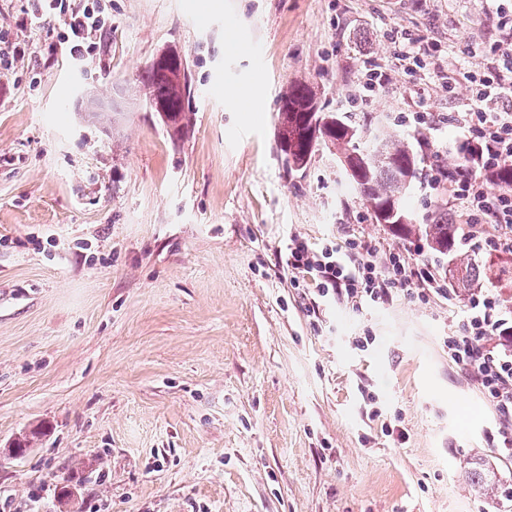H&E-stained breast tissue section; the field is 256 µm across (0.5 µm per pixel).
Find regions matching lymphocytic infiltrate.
Returning a JSON list of instances; mask_svg holds the SVG:
<instances>
[{
  "instance_id": "1",
  "label": "lymphocytic infiltrate",
  "mask_w": 512,
  "mask_h": 512,
  "mask_svg": "<svg viewBox=\"0 0 512 512\" xmlns=\"http://www.w3.org/2000/svg\"><path fill=\"white\" fill-rule=\"evenodd\" d=\"M29 24L57 30L60 43L77 56L86 42L102 34L108 20L91 0H33ZM462 52L496 56L500 66L469 78L473 107L455 118L468 150L448 182V212L463 224L507 229L512 227V189L496 191L492 184L512 166V32L487 48L468 44ZM286 266L291 274L308 277L323 301L341 298L358 311L399 294L449 303L456 294L432 261L413 263L402 251L380 250L365 235L318 249L293 237ZM448 358L494 405L500 419L497 446L512 457V307L495 291L473 293L463 324L448 338Z\"/></svg>"
}]
</instances>
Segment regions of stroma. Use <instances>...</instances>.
<instances>
[{"label": "stroma", "instance_id": "stroma-1", "mask_svg": "<svg viewBox=\"0 0 512 512\" xmlns=\"http://www.w3.org/2000/svg\"><path fill=\"white\" fill-rule=\"evenodd\" d=\"M99 3L112 28L76 59L26 25L27 0H0V31L26 51L0 72V508L482 512L463 466L497 455L498 417L444 345L465 302L313 310L285 265L292 236L361 232L418 262L429 250L375 223L333 150L288 169L275 127L281 92L305 81L323 111L369 114L371 134L415 145L423 173L445 169L469 74L494 66L458 44L502 37L499 0ZM408 38L431 66L406 68ZM169 47L192 88L182 139L136 81ZM371 68L389 82L368 84ZM253 82L261 109L239 111ZM82 99L111 124L78 115ZM447 197V179L417 180L407 205L423 224ZM386 415L404 440L383 434ZM31 433L24 457L4 456Z\"/></svg>", "mask_w": 512, "mask_h": 512}]
</instances>
